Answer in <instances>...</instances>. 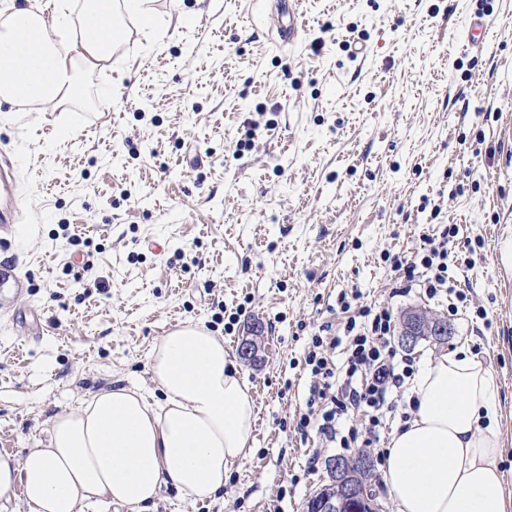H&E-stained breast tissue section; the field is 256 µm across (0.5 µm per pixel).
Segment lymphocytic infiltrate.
I'll return each mask as SVG.
<instances>
[{"label": "lymphocytic infiltrate", "mask_w": 512, "mask_h": 512, "mask_svg": "<svg viewBox=\"0 0 512 512\" xmlns=\"http://www.w3.org/2000/svg\"><path fill=\"white\" fill-rule=\"evenodd\" d=\"M457 234L451 227L439 238L428 239L423 253L414 260L393 257L394 269L403 272L407 282L423 288L429 298L445 295L465 302L467 296L450 276L448 266V245ZM359 298L356 291L339 297L348 314L342 335L311 338L305 355L311 384L297 423L300 431L315 429L319 439L347 453L379 443L384 419L394 408L393 392L415 374L414 358L397 355L388 341L394 330L389 308L362 306ZM339 346L346 354L340 364L329 354ZM359 412L367 417L361 430L351 424Z\"/></svg>", "instance_id": "f902f5d3"}]
</instances>
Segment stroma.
Instances as JSON below:
<instances>
[{"label":"stroma","mask_w":512,"mask_h":512,"mask_svg":"<svg viewBox=\"0 0 512 512\" xmlns=\"http://www.w3.org/2000/svg\"><path fill=\"white\" fill-rule=\"evenodd\" d=\"M301 2L300 36L280 49L254 0H151L155 31L129 25L75 95L0 105V152L28 198L0 249L23 285L18 299L0 288V454L45 447L50 418L88 394L150 386L153 343L193 320L238 361L253 450L220 497L167 487L149 512H305L339 451L308 462L304 357L355 289L397 327L414 309L446 320L444 344L391 334L417 366L463 346L491 368L512 493V0H495L481 49L459 38L471 0ZM451 224L470 243L449 251L467 295L454 314L420 289L397 295L404 275L384 260Z\"/></svg>","instance_id":"35a3bbf8"}]
</instances>
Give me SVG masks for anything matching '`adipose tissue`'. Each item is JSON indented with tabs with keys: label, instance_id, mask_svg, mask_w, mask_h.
<instances>
[{
	"label": "adipose tissue",
	"instance_id": "ef3b65f1",
	"mask_svg": "<svg viewBox=\"0 0 512 512\" xmlns=\"http://www.w3.org/2000/svg\"><path fill=\"white\" fill-rule=\"evenodd\" d=\"M153 19L150 0H66L46 14L13 5L0 16V101L55 105L76 91L75 61L111 62L125 20ZM154 393L99 390L50 419L47 444L0 455V497L19 512H144L162 489L210 498L251 451L255 404L223 337L186 321L153 345ZM416 408L384 448L395 512H512L499 466V387L466 348L415 376Z\"/></svg>",
	"mask_w": 512,
	"mask_h": 512
}]
</instances>
